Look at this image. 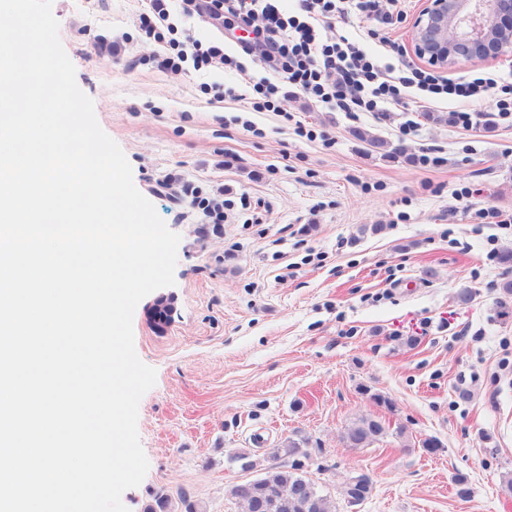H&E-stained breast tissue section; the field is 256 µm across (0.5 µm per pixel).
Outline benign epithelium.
I'll list each match as a JSON object with an SVG mask.
<instances>
[{"mask_svg":"<svg viewBox=\"0 0 512 512\" xmlns=\"http://www.w3.org/2000/svg\"><path fill=\"white\" fill-rule=\"evenodd\" d=\"M414 53L451 70L462 50L470 58L512 54V0H424L411 25Z\"/></svg>","mask_w":512,"mask_h":512,"instance_id":"1","label":"benign epithelium"}]
</instances>
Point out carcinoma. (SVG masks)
I'll return each mask as SVG.
<instances>
[{
	"label": "carcinoma",
	"mask_w": 512,
	"mask_h": 512,
	"mask_svg": "<svg viewBox=\"0 0 512 512\" xmlns=\"http://www.w3.org/2000/svg\"><path fill=\"white\" fill-rule=\"evenodd\" d=\"M352 135L361 142H369L386 148V155L400 158L407 155V148L399 143L391 145L379 142L367 132L354 129ZM389 430L383 417L373 415L361 418L347 429L345 440L351 448H366L384 437ZM306 457L301 444L288 440L276 449L274 457H285L291 463L270 466L265 476L243 481L230 489L231 497L244 512H332L330 500L319 494L315 485L299 473L302 463L298 457ZM371 482L358 477L348 483L346 494L351 503H360L370 494Z\"/></svg>",
	"instance_id": "carcinoma-1"
}]
</instances>
